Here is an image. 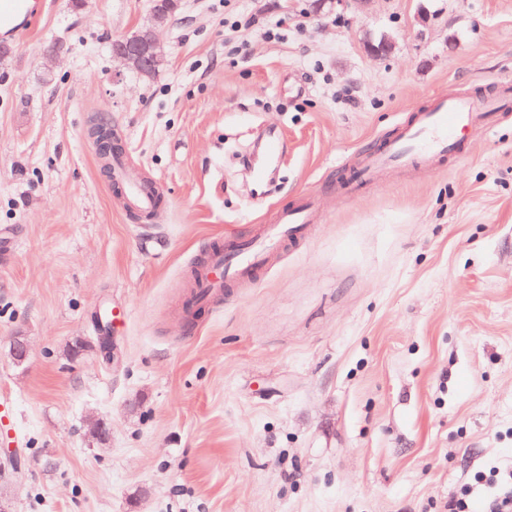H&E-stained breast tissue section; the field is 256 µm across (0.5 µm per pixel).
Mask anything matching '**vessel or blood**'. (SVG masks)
<instances>
[{"label": "vessel or blood", "instance_id": "b4317fda", "mask_svg": "<svg viewBox=\"0 0 512 512\" xmlns=\"http://www.w3.org/2000/svg\"><path fill=\"white\" fill-rule=\"evenodd\" d=\"M512 94V85L502 84L498 95L486 98L456 94L434 97L430 103L386 136L380 147L366 153L361 163L351 165L349 174L361 185L387 172L431 164L457 149L459 130L488 125L503 100ZM264 164H251V179L266 182L274 163L284 160V139L266 133L260 143ZM112 180L121 191L127 213L157 215L162 205L159 186L145 177L125 151L114 152L109 160ZM318 219L311 197H302L292 206L278 210L272 224L258 225L250 237L227 236L223 246L210 250L205 262L197 266L190 282L197 306L207 307L220 298L227 286L252 278L270 255L292 243L307 240Z\"/></svg>", "mask_w": 512, "mask_h": 512}]
</instances>
